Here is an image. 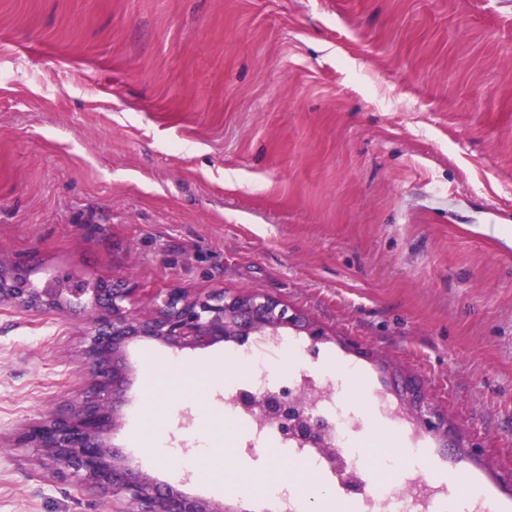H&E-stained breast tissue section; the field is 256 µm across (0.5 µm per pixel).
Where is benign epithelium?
I'll return each mask as SVG.
<instances>
[{
  "label": "benign epithelium",
  "instance_id": "benign-epithelium-1",
  "mask_svg": "<svg viewBox=\"0 0 512 512\" xmlns=\"http://www.w3.org/2000/svg\"><path fill=\"white\" fill-rule=\"evenodd\" d=\"M134 293L135 289L114 282L86 288L66 272L36 282L31 271L0 260V303L88 321L82 350L87 383L63 412L25 425L14 445L33 449L62 478L111 498L112 512H240L221 501L191 497L175 486L155 482L131 454L111 443V435L122 427L121 409L132 383L127 347L152 340L181 351L288 328L304 331L318 342L325 332L271 297L190 298L170 291L155 298L153 314L139 316L133 311ZM395 394L411 408L421 430L448 439V422L436 413L416 381L397 383ZM242 403L274 416L283 435L300 436L313 445L331 427L325 416L286 388L247 392Z\"/></svg>",
  "mask_w": 512,
  "mask_h": 512
}]
</instances>
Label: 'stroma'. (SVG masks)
<instances>
[{"instance_id":"35a3bbf8","label":"stroma","mask_w":512,"mask_h":512,"mask_svg":"<svg viewBox=\"0 0 512 512\" xmlns=\"http://www.w3.org/2000/svg\"><path fill=\"white\" fill-rule=\"evenodd\" d=\"M136 289L279 300L321 326L290 371L362 366L347 403L364 438L406 434L373 406L416 379L452 436L422 478L512 493V0H0V260ZM87 323L0 306V512H103L29 448L25 424L87 381ZM357 342L354 353L347 341ZM224 341L177 354L129 346L114 445L131 447L147 380L177 381L155 419L171 452L144 472L239 512H285L191 479L186 458L267 464L224 426L229 367L194 391Z\"/></svg>"}]
</instances>
